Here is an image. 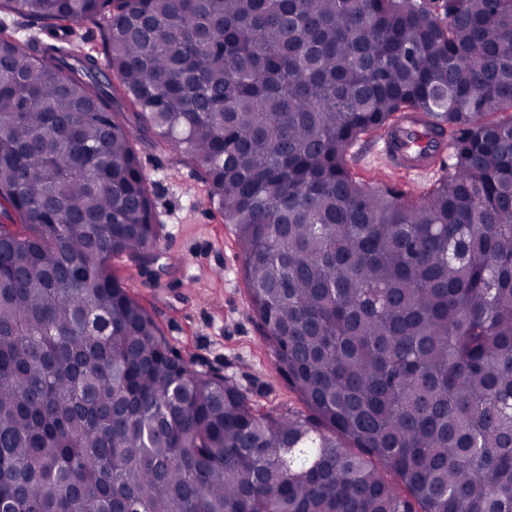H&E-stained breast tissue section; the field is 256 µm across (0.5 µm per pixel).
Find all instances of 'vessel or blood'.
Masks as SVG:
<instances>
[{"mask_svg": "<svg viewBox=\"0 0 512 512\" xmlns=\"http://www.w3.org/2000/svg\"><path fill=\"white\" fill-rule=\"evenodd\" d=\"M423 115L412 109L397 113L382 135V155L394 170L409 175L432 170L443 157L446 144L427 138Z\"/></svg>", "mask_w": 512, "mask_h": 512, "instance_id": "vessel-or-blood-1", "label": "vessel or blood"}]
</instances>
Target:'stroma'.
<instances>
[{"mask_svg":"<svg viewBox=\"0 0 512 512\" xmlns=\"http://www.w3.org/2000/svg\"><path fill=\"white\" fill-rule=\"evenodd\" d=\"M141 161L155 182L163 223L159 260L146 267L116 261L118 278L194 367L221 371L260 411L302 410L250 310L243 255L233 229L207 198L201 169L150 144L142 145ZM355 170L371 186L394 185L416 196L438 177L434 171L411 177L395 173L373 149Z\"/></svg>","mask_w":512,"mask_h":512,"instance_id":"1","label":"stroma"}]
</instances>
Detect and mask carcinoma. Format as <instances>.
Listing matches in <instances>:
<instances>
[{"instance_id": "1", "label": "carcinoma", "mask_w": 512, "mask_h": 512, "mask_svg": "<svg viewBox=\"0 0 512 512\" xmlns=\"http://www.w3.org/2000/svg\"><path fill=\"white\" fill-rule=\"evenodd\" d=\"M0 508L512 512V0H0ZM95 24L101 47H84ZM448 135L370 187L397 112ZM203 170L305 412L195 369L115 275L145 143ZM378 136L379 135H375L372 137V149L368 150L366 154L360 157L355 166V170L361 179L373 187L383 184L397 185V187L403 188L418 197L430 187L445 168L448 169L447 153V156L442 160L440 166L430 173L411 177H405L395 173L385 165L375 150V142Z\"/></svg>"}]
</instances>
